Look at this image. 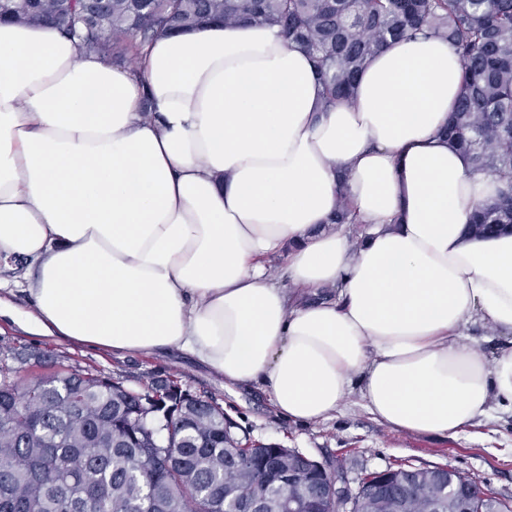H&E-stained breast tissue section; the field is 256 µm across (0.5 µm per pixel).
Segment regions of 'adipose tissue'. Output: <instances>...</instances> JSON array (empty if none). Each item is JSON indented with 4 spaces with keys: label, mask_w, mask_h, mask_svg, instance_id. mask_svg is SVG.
Returning <instances> with one entry per match:
<instances>
[{
    "label": "adipose tissue",
    "mask_w": 512,
    "mask_h": 512,
    "mask_svg": "<svg viewBox=\"0 0 512 512\" xmlns=\"http://www.w3.org/2000/svg\"><path fill=\"white\" fill-rule=\"evenodd\" d=\"M460 75L448 42L393 41L325 112L273 26L160 38L130 69L0 23V266L26 263L33 301L0 310L75 346L190 353L294 422L355 391L414 435L512 412V230L468 229L497 184L443 134ZM343 195L362 246L332 222Z\"/></svg>",
    "instance_id": "ef3b65f1"
}]
</instances>
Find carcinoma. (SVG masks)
<instances>
[{
    "label": "carcinoma",
    "mask_w": 512,
    "mask_h": 512,
    "mask_svg": "<svg viewBox=\"0 0 512 512\" xmlns=\"http://www.w3.org/2000/svg\"><path fill=\"white\" fill-rule=\"evenodd\" d=\"M0 21L53 24L87 52L121 65L154 40L213 22L276 26L306 50L324 85V111L354 96L357 77L390 41L435 35L462 66L456 108L443 134L473 170L498 183L470 217L473 231L512 228V0H0ZM38 354L0 352V512H288L307 498L288 470L264 465L300 458L296 448L256 443L216 399L172 378L141 391L77 367L27 382L19 368ZM429 486L406 506L424 512ZM370 480L344 503L365 512ZM475 512H512L474 492Z\"/></svg>",
    "instance_id": "carcinoma-1"
}]
</instances>
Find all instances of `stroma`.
Listing matches in <instances>:
<instances>
[{"mask_svg":"<svg viewBox=\"0 0 512 512\" xmlns=\"http://www.w3.org/2000/svg\"><path fill=\"white\" fill-rule=\"evenodd\" d=\"M26 345L51 355L56 364L123 376L126 386L140 390L157 374H170L193 391L215 396L251 439L295 448L321 462L343 464L345 485L357 491L364 475L389 466L448 465L483 489L512 503V414L469 428L454 437L416 436L376 422L360 394L350 395L330 419L296 423L273 410L258 389L224 388L184 351L163 356H117L28 332L0 319V346Z\"/></svg>","mask_w":512,"mask_h":512,"instance_id":"35a3bbf8","label":"stroma"}]
</instances>
